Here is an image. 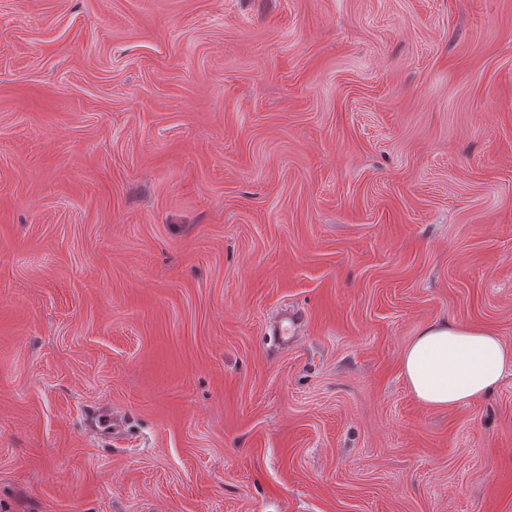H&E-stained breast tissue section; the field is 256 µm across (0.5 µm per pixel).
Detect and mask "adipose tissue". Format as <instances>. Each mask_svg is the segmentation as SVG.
Masks as SVG:
<instances>
[{"label": "adipose tissue", "mask_w": 512, "mask_h": 512, "mask_svg": "<svg viewBox=\"0 0 512 512\" xmlns=\"http://www.w3.org/2000/svg\"><path fill=\"white\" fill-rule=\"evenodd\" d=\"M401 363L419 402L453 408L475 401L512 373V346L488 329L438 320L418 330Z\"/></svg>", "instance_id": "adipose-tissue-1"}]
</instances>
